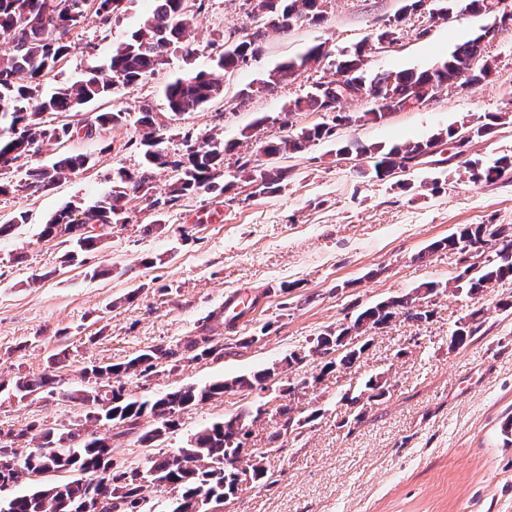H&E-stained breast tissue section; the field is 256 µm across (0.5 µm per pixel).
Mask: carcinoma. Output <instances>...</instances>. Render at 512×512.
Masks as SVG:
<instances>
[{"label":"carcinoma","mask_w":512,"mask_h":512,"mask_svg":"<svg viewBox=\"0 0 512 512\" xmlns=\"http://www.w3.org/2000/svg\"><path fill=\"white\" fill-rule=\"evenodd\" d=\"M81 9L69 10L66 2ZM114 0H0V37L12 45L7 54L0 55V175L25 165V160L39 150L45 141L60 142L71 138L77 129L70 124L50 125L45 117L59 112H79L92 101L116 95L122 90H133L160 67L167 64L168 56L178 49L192 25L193 16L187 12L185 0H153L154 8L144 19L138 30L124 42L112 49L108 63L89 72L84 77L57 87L41 95L36 88L55 70L59 62L69 54L74 34L88 19L97 18L98 24L106 26L124 11V7L113 6ZM331 0H254L251 8L256 31L233 35V44L213 59L214 66L225 72L235 70L259 52L258 37L271 28L288 32L298 22H321ZM484 34L458 45L439 65L423 70H403L377 75L366 80L363 58L367 42L363 41L350 50L340 53L336 65L341 75L339 82L356 90L365 87L381 99L403 101L415 94L427 101L443 86L453 85L460 89L480 83L492 74L489 62H480L481 43ZM329 57L323 44L311 46L304 55L277 67L263 81L269 89L276 82L292 76L297 71L318 67ZM223 92L220 82L212 72L197 70L188 72L169 82L164 96L173 122L186 112H193ZM336 99L333 82H318L306 97L299 98L288 109L276 116L264 115L241 131V136L250 137L251 131L272 121L282 128L293 127V116L299 112H322L327 99ZM129 113L120 110L99 112L88 124L86 134L116 126L127 121ZM133 125L139 129L140 143L144 147L142 169H117L112 178V189L101 196L77 220L66 206L50 217L44 224L42 235L46 238H63L71 243L66 259L73 262L83 252L97 245V236L87 227L93 224H116L124 215L126 198L133 194L151 196L149 181L151 171L169 168L173 172L166 197L156 198L150 206L164 208L172 206L182 197L198 191H210L222 195L235 186L238 180L250 184L261 182L260 192L274 194L288 185L290 170L274 166L270 161L289 153L303 150L308 144L336 139V118L329 122L303 127L295 133L278 140L261 143L259 154L254 157H239L234 174H224V156L234 146L213 135L196 138L186 144V153L180 159H170L162 146L164 125L150 105L139 108ZM492 129L486 123L476 130L461 132L455 128L440 131L427 139L395 145L388 150L380 147L358 145L354 148L339 145L336 156L356 154L371 162L372 174L379 180L398 173L404 161L412 156L428 152L443 141L466 137L471 143L475 137H483ZM87 159L61 156L49 166L28 169V179L14 186L16 191L38 192L52 186L59 179L74 173L84 166ZM469 181L490 183L512 173V155H504L488 167L474 163L468 167ZM462 240L482 243L494 254L485 258L481 265L473 266V273L464 277L457 274L453 279V290L466 291L473 299H481L488 285L494 281L512 277V225L511 224H463L446 238L428 246V251L453 249ZM417 296L405 295L380 302L362 310L351 326L338 332H329L317 337L308 352L329 358L318 382L339 367L352 366L368 348V343L351 345L350 337L368 334L374 328L386 325L398 310L407 318L421 321L428 312L416 306ZM482 309L470 314V329L456 328L451 334V344L464 345L475 335ZM223 346L215 336V326H204L197 336L186 339L182 345L149 346L129 360L116 364L93 365L85 368V374L104 379L100 398L90 395L88 389H71L65 397L76 406L84 408L81 423L74 428L58 430L37 428L28 425L18 431L9 430L6 440L0 441V457L6 455L16 459V467L9 478L15 483L27 474L38 475L46 464L66 478L50 483H40L29 492L13 497L0 512H79V504L94 483L108 482L102 512H146L138 507L146 500L145 487L134 479L117 482L114 474H105L112 454V437L126 436L133 432L140 419L149 415L154 427L142 435L145 442L166 435L177 427L176 416L183 410L201 402L224 396L229 389L265 390L267 381L276 371L268 367L260 371L242 374L231 379L214 381L204 387L188 386L169 392L153 400H139L125 393L122 379L128 375L147 376L164 362H178L182 354L196 361L219 355ZM336 357H330V354ZM59 387V379L51 373L33 376H17L9 381L0 379V392L11 390L22 397L48 393ZM119 427L116 434H99L95 427ZM250 432L238 425V416L226 417L196 432L187 447L175 455L157 456L147 461L146 470L151 481L170 490L168 512H207L208 506H198V498L212 495V505L222 506L239 491L237 470L231 458L247 447ZM26 442L29 449L20 452L15 446Z\"/></svg>","instance_id":"carcinoma-1"}]
</instances>
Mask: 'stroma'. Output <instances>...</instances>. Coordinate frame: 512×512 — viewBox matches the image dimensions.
I'll return each instance as SVG.
<instances>
[{
  "label": "stroma",
  "mask_w": 512,
  "mask_h": 512,
  "mask_svg": "<svg viewBox=\"0 0 512 512\" xmlns=\"http://www.w3.org/2000/svg\"><path fill=\"white\" fill-rule=\"evenodd\" d=\"M401 5L332 0L324 21L266 32L254 60L222 75L220 98L164 130L166 152L179 158L186 137L218 133L236 144L225 158L230 166L255 153L257 140L283 137L271 121L257 140L241 131L259 116L277 115L315 83L335 80L334 56L373 40ZM187 7L195 14L192 55L175 53L138 88L53 115V122L80 126L96 113H135L146 103L166 112L162 89L173 76L211 68L212 49L250 26L245 0H187ZM152 8V0H128L110 27L86 21L46 87L102 67ZM431 11L424 6L400 23L392 45L374 43L367 73L431 68L493 19L466 11L463 0H455L449 21L433 19ZM318 43L329 54L318 68L260 90L277 65ZM481 51L493 66L488 81L463 91L444 87L433 100L384 122L338 130L340 140L387 148L503 114L465 155L378 181L364 173V160L336 157L334 143L320 142L282 158L291 174L276 194L253 193L241 182L234 193L201 191L162 210L132 195L125 222L108 229L80 265L65 262V246L42 237L43 227L65 206L84 211L110 190L116 169H140L139 135L128 122L43 143L30 166L63 153L86 156L89 164L48 190L0 194V224L13 225L0 238V376L50 371L51 355L63 349L61 388L84 386L86 367L127 361L148 346H176L195 335L227 295L251 287L257 308L236 328L220 330L223 356L165 363L150 375L124 378L128 393L151 398L270 366L308 349L320 334L350 326L364 308L435 282L440 291L417 301L429 319L399 315L372 330L368 350L353 366L324 376L322 357H307L279 371L271 389L231 390L182 411L178 427L161 439L114 438L112 456L141 467L148 458L177 453L212 422L245 414L252 419L248 445L263 453L271 480L243 485L224 512H512V430L503 429L512 418V309L501 308L512 302V278L491 283L480 303L479 332L456 348L450 334L477 303L445 288L462 267L459 251L428 250L462 224H512V174L474 184L465 169L469 161L512 155V31L483 41ZM246 88L253 91L247 98ZM21 212L26 223L13 224ZM246 337L252 340L247 347L241 344ZM376 375L387 381L386 398L356 403ZM305 377L315 384L299 389ZM283 405L290 408L285 417L278 412ZM81 416L55 394L0 393L2 430L33 422L68 429ZM288 420L295 426L290 433Z\"/></svg>",
  "instance_id": "1"
}]
</instances>
